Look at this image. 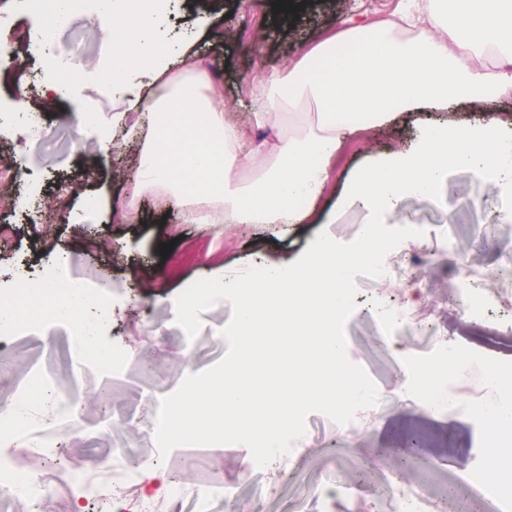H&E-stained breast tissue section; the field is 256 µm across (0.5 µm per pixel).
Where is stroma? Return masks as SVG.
<instances>
[{
    "label": "stroma",
    "instance_id": "stroma-1",
    "mask_svg": "<svg viewBox=\"0 0 512 512\" xmlns=\"http://www.w3.org/2000/svg\"><path fill=\"white\" fill-rule=\"evenodd\" d=\"M210 24L224 27L230 37L221 43L200 40L197 49L211 75L224 84V107L246 132L247 142L276 141L275 129H256L250 120L255 89L272 72L286 69L323 36L341 31L359 20L397 19L403 0H307L292 19L276 14L269 0H214ZM55 50L62 61H81L74 101L46 113L41 138L0 133V160L22 156L23 170L12 194L0 197V225L11 231L0 239V283L10 284L18 272L40 283L61 285L77 279L107 287L112 296V318L97 332L103 349L126 355L120 367L103 369L92 356L75 355L69 344V327L46 315L25 318V333L17 339H0V401L10 403L14 393L37 374L50 385L72 393L80 401L77 417L56 422L54 410L36 403L30 408L29 429L18 434L28 444L34 432L53 429L67 448L71 462L89 471L108 464L139 470L156 462L169 485L188 491L223 485L231 497L220 512H286L283 492L319 497L328 488L323 475L352 473L366 467L362 492L383 482L423 489L436 500L452 497L455 512H495L470 483L466 471L474 464L485 441L479 424L480 410L499 396L486 377L492 366L506 363L512 347L503 345L511 316L488 328L455 298V283L443 268L468 259L482 271L500 269V253L512 249V192L471 170H453L437 197H404L386 216L390 226L423 224L425 235L407 239L390 256L404 273L380 280L356 276L355 309L346 324L347 355L365 369L384 404L358 432L336 429L324 414L306 418L309 441L287 462L270 466L271 486L260 498L245 493L250 449L242 444L215 454L201 446H179L159 458L153 434L161 399L175 392L191 375L217 363L227 350L221 330L232 317L229 302L221 301L201 313L195 338H188L176 322L175 299L189 284L213 277L232 278L247 267L288 264L297 260L319 232L341 243L358 237L370 213L343 200L344 187L360 167L373 163L395 147L410 146L427 112L355 135L341 148L335 177L317 206L318 220L287 235L273 224H188L178 211L164 208L154 197L141 196L131 218L115 208L129 196V181L140 147L127 144L120 154L101 148L112 131V117L125 105L113 98L101 74L111 62L99 24L85 13H73L58 28ZM101 201L87 211L88 197ZM474 224L493 225L491 235L472 238ZM451 235L454 249L443 248ZM172 243L168 256L159 246ZM67 256L65 278L47 275L59 254ZM417 289L412 307L416 321L433 320L447 329L449 342L471 350L472 368L467 411L432 418L407 395L405 385L415 370L425 368L427 355L407 331L386 337L367 308L378 295L400 297ZM412 428L432 446L427 461L400 463L388 451L389 439Z\"/></svg>",
    "mask_w": 512,
    "mask_h": 512
}]
</instances>
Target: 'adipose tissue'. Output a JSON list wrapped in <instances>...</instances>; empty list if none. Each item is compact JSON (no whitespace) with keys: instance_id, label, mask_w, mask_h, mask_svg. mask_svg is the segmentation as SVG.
<instances>
[{"instance_id":"ef3b65f1","label":"adipose tissue","mask_w":512,"mask_h":512,"mask_svg":"<svg viewBox=\"0 0 512 512\" xmlns=\"http://www.w3.org/2000/svg\"><path fill=\"white\" fill-rule=\"evenodd\" d=\"M170 0H101L112 44V94L131 113L121 127L142 144L132 196L150 192L192 224L311 223L342 143L386 124L390 104L445 109L492 95L512 99V0H405L399 20L355 23L324 39L252 100L256 127L279 129L273 144L246 148L224 111V88L193 45L163 43ZM499 116L425 127L415 144L361 169L347 199L375 211L402 195L435 196L449 170L512 179V144ZM250 169L249 183L236 179ZM37 295L61 323L85 317L77 288Z\"/></svg>"}]
</instances>
